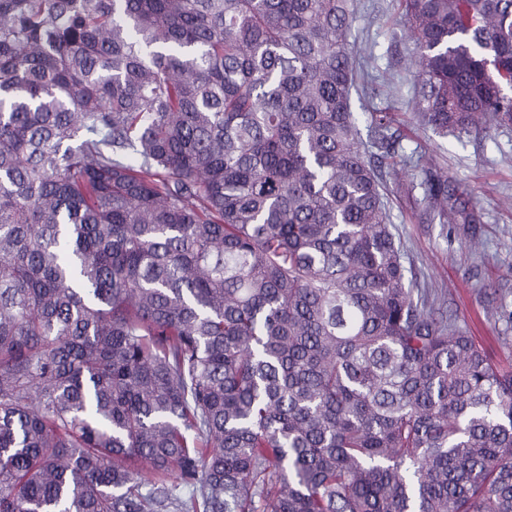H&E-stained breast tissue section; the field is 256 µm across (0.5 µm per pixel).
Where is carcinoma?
<instances>
[{
	"mask_svg": "<svg viewBox=\"0 0 512 512\" xmlns=\"http://www.w3.org/2000/svg\"><path fill=\"white\" fill-rule=\"evenodd\" d=\"M357 6L0 0V512H512V371L414 295ZM398 7L418 124L512 127V0Z\"/></svg>",
	"mask_w": 512,
	"mask_h": 512,
	"instance_id": "cac0c4a2",
	"label": "carcinoma"
}]
</instances>
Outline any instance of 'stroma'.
<instances>
[{"label":"stroma","instance_id":"stroma-1","mask_svg":"<svg viewBox=\"0 0 512 512\" xmlns=\"http://www.w3.org/2000/svg\"><path fill=\"white\" fill-rule=\"evenodd\" d=\"M395 0H360L352 28L355 45L371 49L370 77L390 83L391 95L372 105L395 112L403 123L398 176H386L390 220L417 287L448 298V313L501 368H512V334L500 318L512 310V128L473 129L442 136L414 129L411 77L402 69L412 45L395 24ZM434 165L449 187L463 191L476 214L482 242L473 251L461 225L441 223L424 185Z\"/></svg>","mask_w":512,"mask_h":512}]
</instances>
